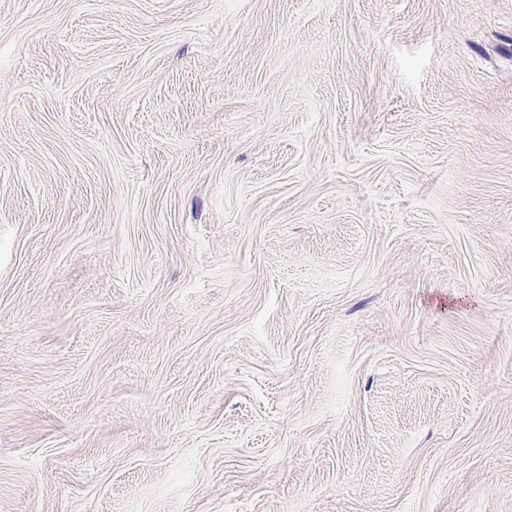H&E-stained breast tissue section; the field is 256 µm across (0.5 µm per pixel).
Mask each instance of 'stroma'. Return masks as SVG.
Returning a JSON list of instances; mask_svg holds the SVG:
<instances>
[{"label":"stroma","instance_id":"1","mask_svg":"<svg viewBox=\"0 0 512 512\" xmlns=\"http://www.w3.org/2000/svg\"><path fill=\"white\" fill-rule=\"evenodd\" d=\"M0 512H512V0H0Z\"/></svg>","mask_w":512,"mask_h":512}]
</instances>
